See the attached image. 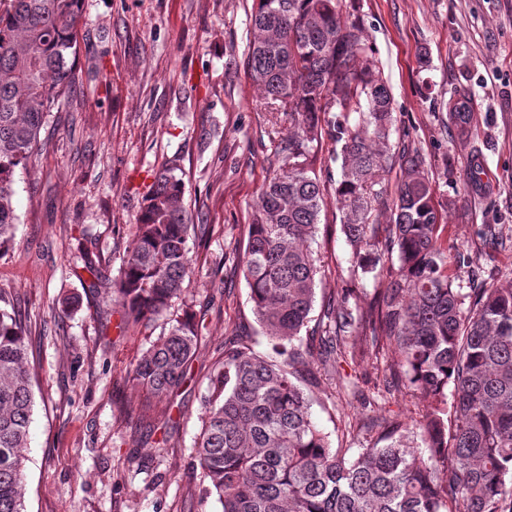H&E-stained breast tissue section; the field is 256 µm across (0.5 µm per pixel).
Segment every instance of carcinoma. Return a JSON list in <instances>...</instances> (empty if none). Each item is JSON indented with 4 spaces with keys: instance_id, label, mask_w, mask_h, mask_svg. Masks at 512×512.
I'll list each match as a JSON object with an SVG mask.
<instances>
[{
    "instance_id": "carcinoma-1",
    "label": "carcinoma",
    "mask_w": 512,
    "mask_h": 512,
    "mask_svg": "<svg viewBox=\"0 0 512 512\" xmlns=\"http://www.w3.org/2000/svg\"><path fill=\"white\" fill-rule=\"evenodd\" d=\"M83 2L8 0L0 10V248L18 221L16 169L31 158L49 114L74 98ZM337 2L257 0L250 17L247 72L265 104L291 122L282 165L253 210L244 261L275 356L224 346L203 400L195 461L222 512H512V288L453 287L465 256L439 242L420 153L392 152L391 89L364 28L343 19ZM463 107L449 103L460 137L470 133ZM324 130L341 144L335 193L356 264L367 269L377 249L397 251V263L359 319L327 305L333 330L320 339L322 366L393 347L398 389L426 403L408 422H371L367 444L352 455L313 423L301 385V368L315 363L301 331L315 302L310 244L327 190L312 168L313 143ZM394 162L400 179L381 246L368 235L370 217L384 203ZM184 195L173 169L154 173L111 298L126 324L166 311L193 272L195 225ZM355 322L362 335L348 339L343 332ZM198 337V322L184 313L137 361L134 387L159 400L179 388ZM33 406L22 321L0 306V512H26L23 450Z\"/></svg>"
}]
</instances>
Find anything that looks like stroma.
Segmentation results:
<instances>
[{"label":"stroma","mask_w":512,"mask_h":512,"mask_svg":"<svg viewBox=\"0 0 512 512\" xmlns=\"http://www.w3.org/2000/svg\"><path fill=\"white\" fill-rule=\"evenodd\" d=\"M253 5L84 0L77 93L15 173L18 222L0 249V295L25 322L34 374L26 512H222L192 458L201 399L225 342L273 353L243 261L253 207L282 164L276 148L289 128L247 73ZM338 8L362 21L391 88L394 149L425 159L442 242L469 259L461 280L512 285V0H340ZM459 94L474 114L464 139L448 123V100ZM314 150L313 170L328 189L312 245L315 349L330 297L343 296L357 314L385 282L357 267L342 230L335 141L322 135ZM165 166L205 224L195 270L169 311L127 326L110 296L152 175ZM81 245L101 267L99 281L77 265ZM66 296L76 303L64 311ZM188 306L203 327L184 385L169 404L130 411L139 399L131 370ZM385 362L382 354L341 361L314 389L311 418L332 444L360 447L356 431L372 418L421 411L422 401L389 389Z\"/></svg>","instance_id":"35a3bbf8"}]
</instances>
